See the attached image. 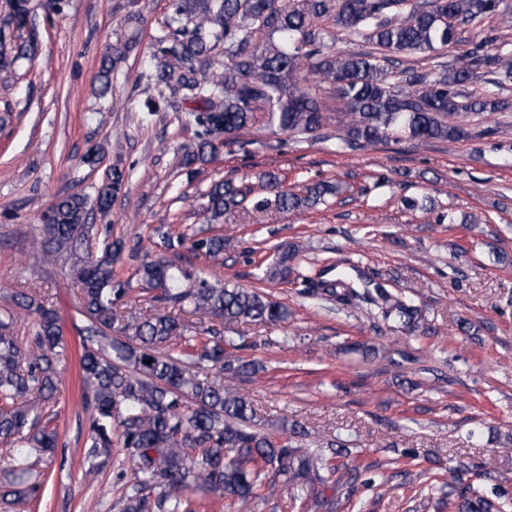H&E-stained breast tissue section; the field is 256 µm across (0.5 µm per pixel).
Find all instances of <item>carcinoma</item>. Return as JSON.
<instances>
[{
    "label": "carcinoma",
    "instance_id": "carcinoma-1",
    "mask_svg": "<svg viewBox=\"0 0 512 512\" xmlns=\"http://www.w3.org/2000/svg\"><path fill=\"white\" fill-rule=\"evenodd\" d=\"M497 17L512 22L509 0H172V14L154 36L150 56L157 92L165 90L191 104L201 128L196 149L181 166L205 164L257 114L278 131L309 138L327 125L313 76L331 86L345 104L338 139L346 150L375 146L391 138L460 141L468 137L470 117L506 112L509 101L488 91L474 96L467 85L480 77L498 87L512 74V53L493 48L495 38L481 24ZM361 42L360 51H341L338 36ZM137 34L120 36L101 59L96 93L112 90V77L127 59ZM451 61H433L428 69L403 66L409 55L441 53L458 45ZM37 48L30 0H9L0 13V69L33 55ZM264 195L232 180L217 179L202 194L200 213L218 224L244 202L264 211L314 210L344 192L337 180H316L296 193L276 172L261 177ZM126 186L125 172L110 167L94 198L66 194L42 214L39 251L45 261L70 263L87 324L79 357L82 404L91 409L87 437L88 474L110 457L112 428L132 462L136 495L123 512H194L186 494L203 488L232 501L237 512H252L260 491L276 479L307 505L332 512L319 491L329 457L321 449L292 444L288 435L257 429V413L224 376L237 377L255 364L231 352L224 331L211 327L201 335L177 315L121 311L118 302L134 289L155 303L191 314H208L224 327L246 322H285L287 304L256 288L211 282L186 264L182 250L224 265V236L208 235L189 224L173 233L154 228L162 255L143 261L134 278L113 280L112 266L124 245L89 223L106 217ZM407 209L430 214L427 194L404 199ZM298 245L277 246L278 259L266 268L270 281L288 282ZM307 292L344 307L366 305L375 318L397 319L410 334L431 326L422 310L394 295L381 282L358 288L344 277L304 279ZM7 319L0 318V440L21 443L8 461L20 476L29 473L59 447L58 432L40 426L58 392L65 354L55 310L46 307L38 287L11 296ZM25 323L27 335L18 336ZM490 491L451 486L438 504L450 512H512L503 486L507 478L479 472ZM158 490L154 495L151 490ZM35 487L0 496L25 512Z\"/></svg>",
    "mask_w": 512,
    "mask_h": 512
}]
</instances>
